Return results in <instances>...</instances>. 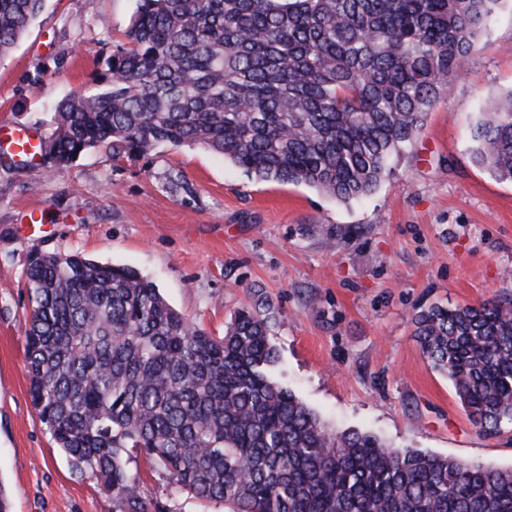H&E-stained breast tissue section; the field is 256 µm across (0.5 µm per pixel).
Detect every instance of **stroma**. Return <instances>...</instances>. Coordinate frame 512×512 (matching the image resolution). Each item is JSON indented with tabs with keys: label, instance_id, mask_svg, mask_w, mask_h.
Instances as JSON below:
<instances>
[{
	"label": "stroma",
	"instance_id": "stroma-1",
	"mask_svg": "<svg viewBox=\"0 0 512 512\" xmlns=\"http://www.w3.org/2000/svg\"><path fill=\"white\" fill-rule=\"evenodd\" d=\"M138 0H45L0 58V120L47 135L56 104L93 85L123 44ZM512 88V0L475 40L464 72L412 148L368 197L260 182L202 147L113 157L100 147L64 169L0 158V486L12 512H112L74 471L29 395L26 269L36 252L130 266L213 335L249 292L274 303L272 378L337 430L389 447L512 466V425L479 435L413 334L414 308L477 305L512 291V184L476 167L471 135ZM170 512H223L135 462Z\"/></svg>",
	"mask_w": 512,
	"mask_h": 512
}]
</instances>
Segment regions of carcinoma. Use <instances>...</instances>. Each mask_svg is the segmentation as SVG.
<instances>
[{
  "mask_svg": "<svg viewBox=\"0 0 512 512\" xmlns=\"http://www.w3.org/2000/svg\"><path fill=\"white\" fill-rule=\"evenodd\" d=\"M44 2L0 0V56ZM502 2L141 0L125 44L94 87L57 104L38 149L64 168L105 145L201 146L257 180L360 199L414 144ZM472 141L476 165L512 183V89ZM26 284L32 403L112 512H170L131 468L140 454L224 512H512V467L333 431L273 382L276 315L260 295L216 337L124 265L37 253ZM411 321L478 432L512 424V292Z\"/></svg>",
  "mask_w": 512,
  "mask_h": 512,
  "instance_id": "obj_1",
  "label": "carcinoma"
}]
</instances>
